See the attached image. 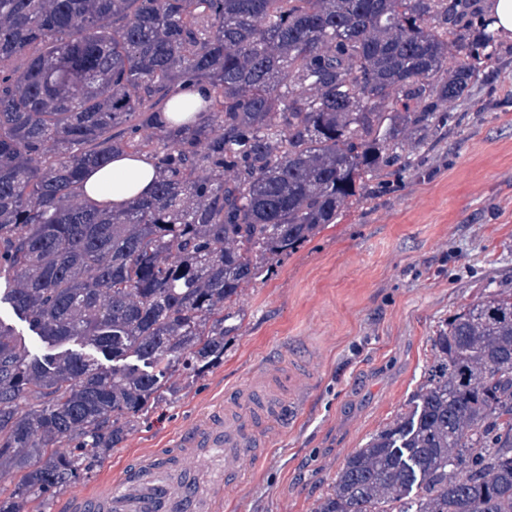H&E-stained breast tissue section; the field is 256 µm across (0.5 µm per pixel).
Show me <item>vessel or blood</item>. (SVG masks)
<instances>
[{"mask_svg":"<svg viewBox=\"0 0 512 512\" xmlns=\"http://www.w3.org/2000/svg\"><path fill=\"white\" fill-rule=\"evenodd\" d=\"M279 412L273 396L259 407L254 390L227 392L181 430L172 448L137 456L112 486L75 490L62 512H222L225 490L241 481L258 449L270 443ZM214 448L224 451V473L203 490L187 476L204 466Z\"/></svg>","mask_w":512,"mask_h":512,"instance_id":"obj_1","label":"vessel or blood"}]
</instances>
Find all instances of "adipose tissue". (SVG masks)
<instances>
[{
  "instance_id": "obj_1",
  "label": "adipose tissue",
  "mask_w": 512,
  "mask_h": 512,
  "mask_svg": "<svg viewBox=\"0 0 512 512\" xmlns=\"http://www.w3.org/2000/svg\"><path fill=\"white\" fill-rule=\"evenodd\" d=\"M155 181L156 173L150 163L122 156L103 167L89 170L84 190L94 200L118 205L150 196Z\"/></svg>"
}]
</instances>
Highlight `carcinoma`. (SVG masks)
<instances>
[{
    "instance_id": "1",
    "label": "carcinoma",
    "mask_w": 512,
    "mask_h": 512,
    "mask_svg": "<svg viewBox=\"0 0 512 512\" xmlns=\"http://www.w3.org/2000/svg\"><path fill=\"white\" fill-rule=\"evenodd\" d=\"M473 2L0 0V303L54 349L0 322V512H47L224 361L274 262L420 168L497 52ZM119 152L158 181L114 211L82 187ZM488 287L314 512H512V289ZM0 320L12 326L15 331L25 339L29 350L35 356H43L50 352L49 347L43 342L40 336L29 326L28 322L22 318L9 304H0Z\"/></svg>"
}]
</instances>
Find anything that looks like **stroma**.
<instances>
[{
    "mask_svg": "<svg viewBox=\"0 0 512 512\" xmlns=\"http://www.w3.org/2000/svg\"><path fill=\"white\" fill-rule=\"evenodd\" d=\"M496 43L475 103L441 104L453 120L420 170L247 288L223 362L135 424L82 486L168 447L225 391L266 372L282 390L304 368L302 402L282 404L280 433L225 495L224 512H313L347 455L406 411L439 326L489 282L512 288V39Z\"/></svg>",
    "mask_w": 512,
    "mask_h": 512,
    "instance_id": "35a3bbf8",
    "label": "stroma"
}]
</instances>
